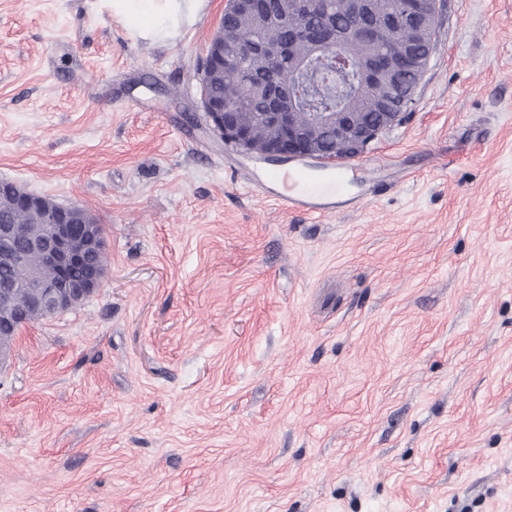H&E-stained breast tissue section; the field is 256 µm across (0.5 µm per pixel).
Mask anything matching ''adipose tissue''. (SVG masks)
Returning <instances> with one entry per match:
<instances>
[{
	"instance_id": "1",
	"label": "adipose tissue",
	"mask_w": 512,
	"mask_h": 512,
	"mask_svg": "<svg viewBox=\"0 0 512 512\" xmlns=\"http://www.w3.org/2000/svg\"><path fill=\"white\" fill-rule=\"evenodd\" d=\"M132 38L164 44L174 41L185 17L197 15L204 0H100Z\"/></svg>"
}]
</instances>
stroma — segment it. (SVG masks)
Masks as SVG:
<instances>
[{
  "mask_svg": "<svg viewBox=\"0 0 512 512\" xmlns=\"http://www.w3.org/2000/svg\"><path fill=\"white\" fill-rule=\"evenodd\" d=\"M223 13L157 44L0 0V180L108 238L0 363V512H512V0H446L363 206L323 218L209 129Z\"/></svg>",
  "mask_w": 512,
  "mask_h": 512,
  "instance_id": "stroma-1",
  "label": "stroma"
}]
</instances>
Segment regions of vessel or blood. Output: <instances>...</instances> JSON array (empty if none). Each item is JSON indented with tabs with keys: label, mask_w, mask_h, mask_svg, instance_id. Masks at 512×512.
I'll return each mask as SVG.
<instances>
[{
	"label": "vessel or blood",
	"mask_w": 512,
	"mask_h": 512,
	"mask_svg": "<svg viewBox=\"0 0 512 512\" xmlns=\"http://www.w3.org/2000/svg\"><path fill=\"white\" fill-rule=\"evenodd\" d=\"M285 180L284 174L276 172L259 186L261 196L275 201L283 210L326 216L342 210L353 211L361 206L357 198L337 197L335 191L327 189L324 183L307 178L300 190L290 192L284 188Z\"/></svg>",
	"instance_id": "obj_1"
}]
</instances>
